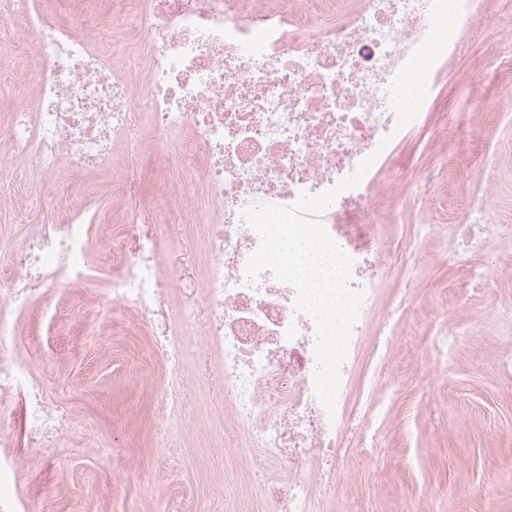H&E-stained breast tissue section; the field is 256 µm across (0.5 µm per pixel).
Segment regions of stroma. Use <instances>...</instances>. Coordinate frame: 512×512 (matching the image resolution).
<instances>
[{"instance_id": "stroma-1", "label": "stroma", "mask_w": 512, "mask_h": 512, "mask_svg": "<svg viewBox=\"0 0 512 512\" xmlns=\"http://www.w3.org/2000/svg\"><path fill=\"white\" fill-rule=\"evenodd\" d=\"M11 60L0 69V129L20 97L32 96L38 68L32 42H18L13 24L0 20V50ZM512 88V50L498 28L445 63L434 103L400 150L401 158L442 172L437 191L465 204L496 187V218L512 225V125L498 112ZM0 136V241L20 244L26 225L45 204L88 205L101 224L91 245L97 287L112 272L122 242L112 221L123 208L120 188L108 174L77 175L57 190L32 195L33 169L10 159ZM420 203L406 205L390 232L404 246L400 264L386 274L379 311L393 310L397 349L390 373L397 397L377 424L374 448L359 455L336 492L338 512H512V368L496 362L512 340V282L491 276L481 292L459 277L447 226L421 231ZM419 285L413 306L399 307L405 284ZM91 290H49L25 311L15 348L32 356L34 338L47 340L54 359L49 376L70 403L76 425H91L99 445H79L58 457L27 445L22 427L1 436L24 462L23 486L30 512H253L251 461L225 447L231 411L213 401L197 361L186 368L188 399L178 414L176 439L157 424L161 389L158 359L149 358L138 321L113 308L101 319L74 317ZM457 327L446 370L433 366L442 318ZM228 479L234 491L217 498L212 486Z\"/></svg>"}]
</instances>
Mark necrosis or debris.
<instances>
[{
	"instance_id": "obj_1",
	"label": "necrosis or debris",
	"mask_w": 512,
	"mask_h": 512,
	"mask_svg": "<svg viewBox=\"0 0 512 512\" xmlns=\"http://www.w3.org/2000/svg\"><path fill=\"white\" fill-rule=\"evenodd\" d=\"M488 0H464L451 58L479 30L500 23ZM430 0H112V35L63 21L42 0H0L33 42L41 66L33 99L18 101L7 128L12 156L32 168L33 191L84 173L122 182L126 208L119 230L128 243L104 290L103 305L133 312L164 373L160 417L174 427L183 406L186 339L216 354L215 398L230 406L253 482L272 512L336 507V486L349 460L375 445V421L395 390L386 373L394 348L391 314L375 316L378 284L392 265L393 242L374 218L381 198L413 196L448 219L458 256L483 254L502 233L493 220L495 193L465 209L436 200L440 173L400 162L412 126L398 127L389 87L430 28ZM374 163L343 191L321 220L354 260L352 285L364 301L341 367L334 412L313 385L315 323L296 312L295 288L247 262L260 237L244 210L293 205ZM149 162L172 186L168 221L176 235L198 232L192 274L158 259L157 215L130 165ZM201 182V201L183 185ZM87 211L54 204L26 225L0 278V433L23 416L28 444L52 451L75 434L72 411L36 361L16 355L18 317L52 288L92 287ZM190 296L180 320L169 319L173 293ZM373 353L364 392L352 381L364 341ZM283 464L287 474L272 471ZM23 464L0 448V512H29Z\"/></svg>"
}]
</instances>
